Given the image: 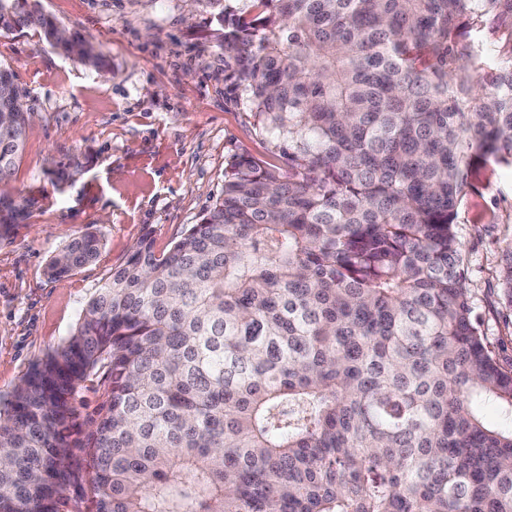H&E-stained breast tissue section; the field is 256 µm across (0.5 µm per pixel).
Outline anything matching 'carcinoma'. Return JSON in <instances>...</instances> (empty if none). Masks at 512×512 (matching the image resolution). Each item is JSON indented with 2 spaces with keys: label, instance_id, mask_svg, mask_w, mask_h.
<instances>
[{
  "label": "carcinoma",
  "instance_id": "carcinoma-1",
  "mask_svg": "<svg viewBox=\"0 0 512 512\" xmlns=\"http://www.w3.org/2000/svg\"><path fill=\"white\" fill-rule=\"evenodd\" d=\"M192 0L224 82L280 143L165 252L143 234L0 408V512H512V364L465 286L457 209L512 163V0ZM82 64L100 51L0 0ZM25 91L0 65V107ZM29 113L0 112L9 185ZM33 198L0 203V238ZM74 238L60 279L97 256ZM99 403L75 406L86 382ZM91 477L92 495L73 496Z\"/></svg>",
  "mask_w": 512,
  "mask_h": 512
}]
</instances>
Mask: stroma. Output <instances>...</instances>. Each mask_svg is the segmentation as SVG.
<instances>
[{
    "label": "stroma",
    "mask_w": 512,
    "mask_h": 512,
    "mask_svg": "<svg viewBox=\"0 0 512 512\" xmlns=\"http://www.w3.org/2000/svg\"><path fill=\"white\" fill-rule=\"evenodd\" d=\"M43 11L104 54L98 72L52 49L34 29L0 32V63L26 89L30 128L11 180L35 196L28 219L0 240V401L62 345L137 239L168 250L250 154L285 160L246 104L224 95L221 27L185 0H41ZM81 172H74V165ZM458 208L465 285L481 330L512 362V305L500 274L512 254V165L487 160ZM97 258L59 281L48 261L85 232Z\"/></svg>",
    "instance_id": "stroma-1"
}]
</instances>
